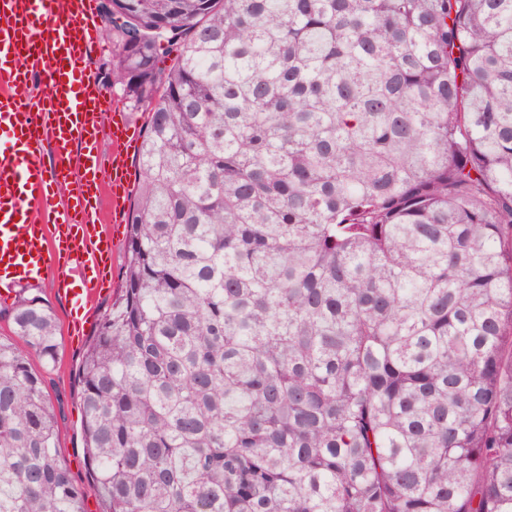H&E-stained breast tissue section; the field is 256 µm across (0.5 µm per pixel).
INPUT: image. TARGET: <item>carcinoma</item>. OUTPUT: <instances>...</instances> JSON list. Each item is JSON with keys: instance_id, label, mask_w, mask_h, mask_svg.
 <instances>
[{"instance_id": "obj_1", "label": "carcinoma", "mask_w": 512, "mask_h": 512, "mask_svg": "<svg viewBox=\"0 0 512 512\" xmlns=\"http://www.w3.org/2000/svg\"><path fill=\"white\" fill-rule=\"evenodd\" d=\"M147 114L77 370L104 512H512V0H101ZM0 339V512H85Z\"/></svg>"}]
</instances>
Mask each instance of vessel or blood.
Listing matches in <instances>:
<instances>
[{"label": "vessel or blood", "mask_w": 512, "mask_h": 512, "mask_svg": "<svg viewBox=\"0 0 512 512\" xmlns=\"http://www.w3.org/2000/svg\"><path fill=\"white\" fill-rule=\"evenodd\" d=\"M94 0H0V288L55 269L79 336L105 285L112 245L100 209L123 223L134 153L124 113L105 117L88 60L100 40ZM44 81L46 91L32 94ZM112 141V162L100 149ZM54 146L45 162L44 143Z\"/></svg>", "instance_id": "obj_1"}]
</instances>
